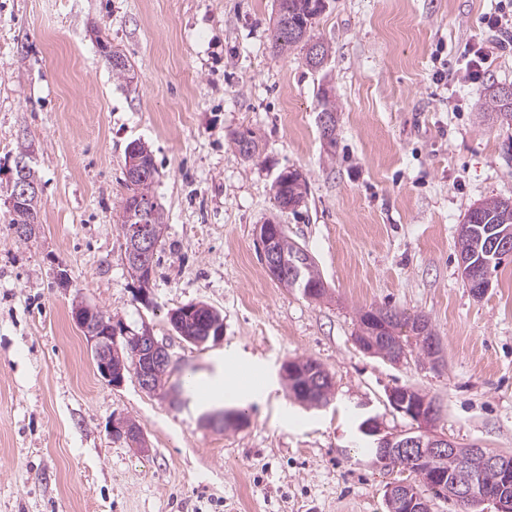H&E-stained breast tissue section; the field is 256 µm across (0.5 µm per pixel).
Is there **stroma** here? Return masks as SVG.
I'll return each instance as SVG.
<instances>
[{"instance_id": "1", "label": "stroma", "mask_w": 512, "mask_h": 512, "mask_svg": "<svg viewBox=\"0 0 512 512\" xmlns=\"http://www.w3.org/2000/svg\"><path fill=\"white\" fill-rule=\"evenodd\" d=\"M497 7L325 0L312 33L330 52L314 70L304 49H272L274 0H0V512H386L404 474L368 464L358 425L412 428L387 401L401 386L436 402L438 433L512 454V257L478 298L457 248L472 207L512 200V125L481 114L483 86L433 79L462 70L455 48L483 38ZM246 131L259 143L249 160L232 143ZM135 141L167 217L147 304L120 227ZM24 146L41 208L21 242L7 201ZM289 169L308 181L293 211L274 191ZM270 221L315 258L326 299L265 272L256 228ZM79 299L130 331L150 325L174 382L233 351L275 390L224 428L190 392L173 404L132 375L112 387L72 320ZM196 302L222 314L221 342L174 332L169 313ZM371 308L426 316L442 363L412 344L396 365L362 352ZM307 358L333 379L327 406L286 386L282 365ZM115 417L140 425L145 451L110 435Z\"/></svg>"}]
</instances>
